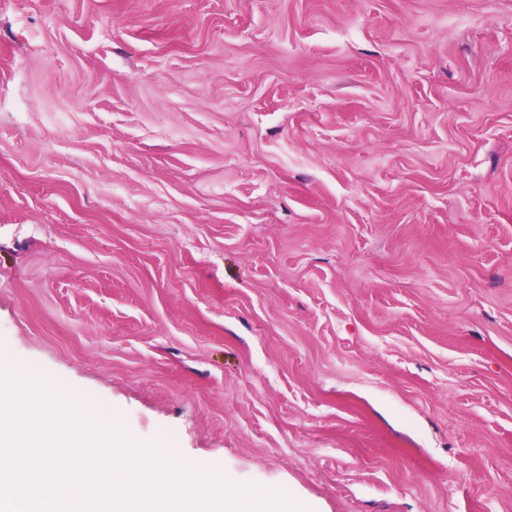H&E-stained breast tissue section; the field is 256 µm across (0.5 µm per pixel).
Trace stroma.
<instances>
[{
    "mask_svg": "<svg viewBox=\"0 0 512 512\" xmlns=\"http://www.w3.org/2000/svg\"><path fill=\"white\" fill-rule=\"evenodd\" d=\"M0 355L309 512H512V0H0Z\"/></svg>",
    "mask_w": 512,
    "mask_h": 512,
    "instance_id": "obj_1",
    "label": "stroma"
}]
</instances>
